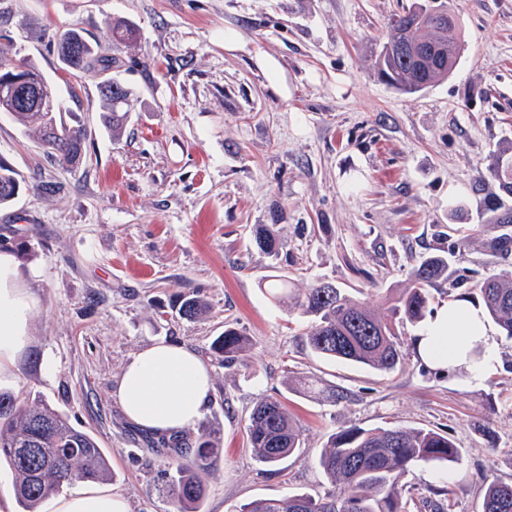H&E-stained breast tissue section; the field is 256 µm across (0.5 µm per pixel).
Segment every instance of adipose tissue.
<instances>
[{
	"instance_id": "obj_1",
	"label": "adipose tissue",
	"mask_w": 512,
	"mask_h": 512,
	"mask_svg": "<svg viewBox=\"0 0 512 512\" xmlns=\"http://www.w3.org/2000/svg\"><path fill=\"white\" fill-rule=\"evenodd\" d=\"M32 296L23 285L15 256L0 251V384L15 380L29 342ZM414 347L430 367L460 368L474 383L499 363V348L482 307L465 299L441 304L418 330ZM481 348L482 358L469 353ZM212 393L210 368L191 349L158 342L135 353L125 365L114 395L126 417L153 434H179L196 425ZM50 512H129L110 489L88 487L50 500Z\"/></svg>"
}]
</instances>
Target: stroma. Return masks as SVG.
Segmentation results:
<instances>
[{
	"label": "stroma",
	"instance_id": "1",
	"mask_svg": "<svg viewBox=\"0 0 512 512\" xmlns=\"http://www.w3.org/2000/svg\"><path fill=\"white\" fill-rule=\"evenodd\" d=\"M413 0H0L9 36L50 82L65 126L87 132L73 166L0 112V163L21 178L0 208V251L13 252L35 309L10 389L42 399L92 433L130 512H168L164 471L176 463L125 416L114 396L137 351L183 344L210 367L212 398L190 438L223 448L203 512L260 498L322 495L314 459L337 428L423 427L459 450L447 481L410 472L416 491L444 490L452 512H482L484 486L512 481V339L480 383L439 373L402 338L405 364L382 374L312 356L307 322L274 304L268 277L295 289L325 279L381 307L405 287L415 256L480 227L454 277L512 271L489 260L499 233L481 217L493 182L477 179L512 141V0H455L465 50L447 80L414 94L388 85L378 60L393 14ZM138 31L110 39L114 20ZM106 46L109 67L62 70L50 43L70 26ZM114 78L135 106L120 137L100 124V86ZM276 225L278 257L254 241ZM201 294L212 314L186 319ZM250 342L227 368L211 351L225 326ZM342 389L331 403L320 391ZM279 399L304 431L300 454L257 463L246 424L256 402Z\"/></svg>",
	"mask_w": 512,
	"mask_h": 512
}]
</instances>
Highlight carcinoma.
I'll list each match as a JSON object with an SVG mask.
<instances>
[{"instance_id": "carcinoma-1", "label": "carcinoma", "mask_w": 512, "mask_h": 512, "mask_svg": "<svg viewBox=\"0 0 512 512\" xmlns=\"http://www.w3.org/2000/svg\"><path fill=\"white\" fill-rule=\"evenodd\" d=\"M439 13L429 4L414 3L395 14L380 59V74L395 89L416 93L447 79L459 61L462 26L446 0ZM135 28L125 21L112 26L114 41L135 38ZM75 41L83 57L71 68L59 58L67 72L85 71L95 64L108 65L102 47L89 41L73 26L55 37V43ZM102 85L107 105L104 126L118 136L131 112L134 95L120 84ZM13 119L63 161L75 165L84 153L85 134L80 128L57 127L53 112H18ZM480 178L491 179L498 191L491 193L482 214L484 224H512V141L496 147ZM18 174L0 164V206L17 196ZM258 247L278 255L275 231L266 224L255 233ZM469 240L461 238L448 250L419 257L410 272L408 287L386 298L379 312L330 282L318 280L299 293L288 290V280L274 278L265 290L270 299L290 306L309 321L304 339L307 348L327 360L353 362L379 372H393L404 365L401 328L422 322L429 306L430 288L452 276L453 258L461 255ZM488 318L512 338V271H501L475 282ZM210 309L201 296L186 298L181 313L187 318L205 317ZM246 339L237 330L224 329L212 344L213 352L226 365H233L245 349ZM248 443L255 460L269 467L279 465L303 447L302 430L281 401L263 398L254 407L247 425ZM184 458L168 473L163 494L170 512H201L206 496V477L219 465L221 448L209 434L194 441L158 442ZM458 448L448 436L431 429L405 427L363 428L357 425L332 433L321 449L317 465L334 491L321 496L293 492L281 498L253 500L239 512H447L444 501L406 495L401 481L413 468L430 466L448 480V463L456 461ZM10 469L14 491L23 512H38L41 502L76 483L112 478L109 461L97 440L70 424L58 411L29 403L12 393L0 391V463ZM482 512H512V483L491 481L486 485Z\"/></svg>"}]
</instances>
